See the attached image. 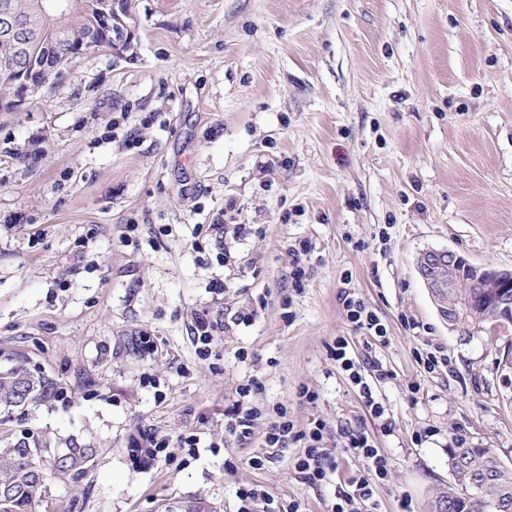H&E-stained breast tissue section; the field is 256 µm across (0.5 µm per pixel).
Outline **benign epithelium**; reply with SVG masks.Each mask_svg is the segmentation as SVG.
<instances>
[{"label": "benign epithelium", "instance_id": "1", "mask_svg": "<svg viewBox=\"0 0 512 512\" xmlns=\"http://www.w3.org/2000/svg\"><path fill=\"white\" fill-rule=\"evenodd\" d=\"M130 20L124 0H64L61 6L50 0H34L24 13L4 0L0 3V42L12 44L14 51L0 57V69L15 79L13 92L0 98V112L19 111L43 88L54 84L65 64L92 45L100 23L112 32L108 48L117 53L125 50L133 36ZM49 21L64 51L51 61L36 60L19 68L17 59L26 44L36 43ZM417 273L439 315L455 331L492 327L503 311L512 310V269L484 267L453 250L430 249L418 258ZM465 288L479 289L480 300L463 292Z\"/></svg>", "mask_w": 512, "mask_h": 512}]
</instances>
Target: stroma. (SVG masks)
Returning a JSON list of instances; mask_svg holds the SVG:
<instances>
[{
	"label": "stroma",
	"mask_w": 512,
	"mask_h": 512,
	"mask_svg": "<svg viewBox=\"0 0 512 512\" xmlns=\"http://www.w3.org/2000/svg\"><path fill=\"white\" fill-rule=\"evenodd\" d=\"M132 15L127 50L75 58L0 112V372L55 384L1 413L0 437L97 450L35 512H239L244 485L327 512L361 467L351 429L389 460L379 512H433L462 437L512 469V326L449 330L416 271L429 249L512 268V0H133ZM345 287L385 337L349 323ZM202 313L219 327L206 354ZM340 336L389 371L370 382L389 427L333 359ZM435 349L448 363L429 373L416 354ZM251 379L296 429L326 423L331 483L297 478L301 443L266 459L269 418L247 444L227 436ZM150 438L156 456L133 455Z\"/></svg>",
	"instance_id": "obj_1"
}]
</instances>
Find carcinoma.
<instances>
[{"mask_svg":"<svg viewBox=\"0 0 512 512\" xmlns=\"http://www.w3.org/2000/svg\"><path fill=\"white\" fill-rule=\"evenodd\" d=\"M52 386L48 379L20 372L0 375V406L18 407L45 398ZM95 454L89 444L61 448L47 439L7 442L0 448V512H33L50 480L80 475ZM451 460L462 463L455 474L460 491L438 499L441 512H496V500L502 495L512 512V471L497 464L491 449L474 448L463 439Z\"/></svg>","mask_w":512,"mask_h":512,"instance_id":"1","label":"carcinoma"}]
</instances>
